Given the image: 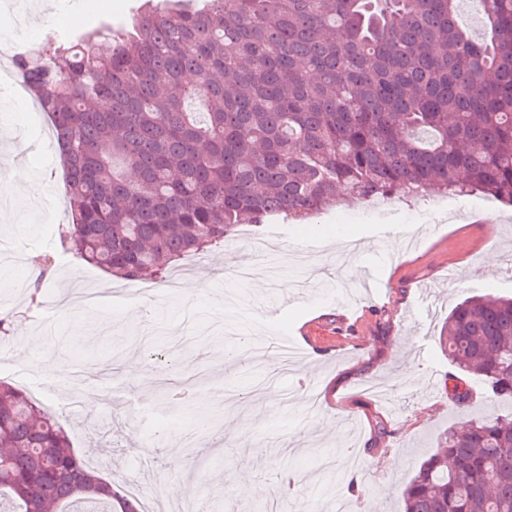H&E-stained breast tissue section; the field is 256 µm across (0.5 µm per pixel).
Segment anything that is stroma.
I'll return each mask as SVG.
<instances>
[{"instance_id": "stroma-1", "label": "stroma", "mask_w": 512, "mask_h": 512, "mask_svg": "<svg viewBox=\"0 0 512 512\" xmlns=\"http://www.w3.org/2000/svg\"><path fill=\"white\" fill-rule=\"evenodd\" d=\"M47 2L86 32L106 18L129 19L141 0ZM48 124L35 99L0 90V191L17 213L15 223L0 224V242L15 249L0 258V313L14 315L0 347L22 362L90 369L85 388L110 410L108 420L43 400L75 449L113 482L137 483L158 512L174 494L191 512H258L280 498L275 478L288 473L296 482L288 512H329L320 487L331 479L347 496L343 450L352 447L364 470L354 512H402L405 485L463 419L446 390L455 368L438 343L445 317L470 296H512V207L480 192L403 187L385 200L347 199L312 224L275 222L283 251L317 239L327 269L301 287L299 268L285 265L295 283L289 294L261 277L229 279L249 251L234 232L166 278L140 280L142 294L109 310L84 307L80 287L120 283L68 253L51 214L35 208L41 196L65 190L57 152L38 143ZM30 178L42 195L24 194ZM489 253L499 256L491 269L482 265ZM190 277L203 287L188 300L180 284ZM36 285L60 303L54 317L27 312ZM345 317L362 322L360 334L339 337ZM275 331L295 336L302 364L312 366L292 375L319 394L315 411L282 404L275 359L238 360ZM132 359L140 375L127 373ZM191 430L197 446H181ZM260 442L257 458L251 447ZM244 475L257 487L253 497L238 494Z\"/></svg>"}]
</instances>
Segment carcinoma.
Here are the masks:
<instances>
[{"instance_id": "obj_1", "label": "carcinoma", "mask_w": 512, "mask_h": 512, "mask_svg": "<svg viewBox=\"0 0 512 512\" xmlns=\"http://www.w3.org/2000/svg\"><path fill=\"white\" fill-rule=\"evenodd\" d=\"M145 0L118 29L17 57L47 112L73 256L136 281L239 224L303 220L404 186L512 206V0ZM465 378L512 402V298L472 296L442 324ZM403 492L405 512H512V412L469 415ZM138 512L56 415L0 381V512Z\"/></svg>"}]
</instances>
